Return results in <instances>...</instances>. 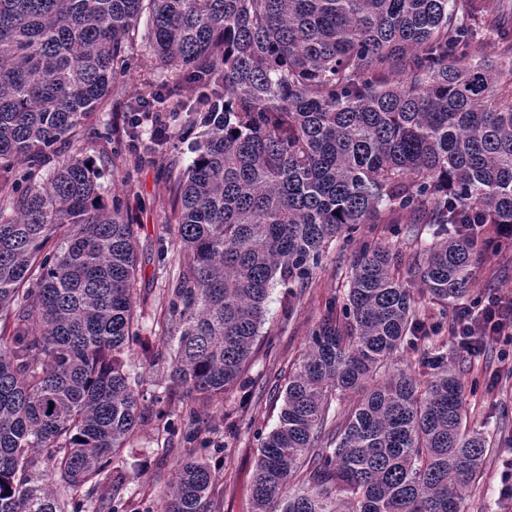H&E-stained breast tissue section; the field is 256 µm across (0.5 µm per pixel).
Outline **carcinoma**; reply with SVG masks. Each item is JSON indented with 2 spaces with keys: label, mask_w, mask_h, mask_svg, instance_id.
Here are the masks:
<instances>
[{
  "label": "carcinoma",
  "mask_w": 512,
  "mask_h": 512,
  "mask_svg": "<svg viewBox=\"0 0 512 512\" xmlns=\"http://www.w3.org/2000/svg\"><path fill=\"white\" fill-rule=\"evenodd\" d=\"M506 12V0H0V512H81L83 487L146 419L127 364L147 345L136 213L124 190L102 195L93 159L65 153L114 98L128 100L122 134L149 131L158 158L205 127L167 216L180 252L169 379L185 413L237 383L274 284L299 298L331 242L352 247L341 309L311 329L261 438L254 512H465L488 437L463 425L461 371L434 340L444 316L428 323L395 254L358 234L402 216L447 228L409 275L432 303L469 294L495 225L512 224ZM164 112L191 116L174 130ZM407 346L425 379L391 368ZM304 467L307 487L284 496ZM211 486L189 452L162 512H209Z\"/></svg>",
  "instance_id": "obj_1"
}]
</instances>
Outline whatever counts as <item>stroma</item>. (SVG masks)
Wrapping results in <instances>:
<instances>
[{
  "label": "stroma",
  "instance_id": "1",
  "mask_svg": "<svg viewBox=\"0 0 512 512\" xmlns=\"http://www.w3.org/2000/svg\"><path fill=\"white\" fill-rule=\"evenodd\" d=\"M76 141L96 162L114 157L130 170L125 191L136 209L138 223L137 312L144 331L155 336L153 351L164 350L165 289L179 266V250L166 231V170L186 168L193 158L191 143L175 141L168 146L165 159L154 161L118 152L115 142L86 133L78 135ZM363 232L407 261L421 242L432 239L427 229L421 237H411L402 224H367ZM350 263V251L334 243L301 298L289 299L282 286L272 288L264 333L256 341L252 364L237 386L225 393L223 402L198 406L195 422L181 417L177 404L164 397L170 385L168 360L147 362L140 350L131 351L128 363L139 377V400L148 422L132 446L112 463L113 472L123 475L122 484L99 481L84 503L85 512H111L117 498L122 500L124 512H160L175 468L192 447L200 449L214 474L211 512H253L257 435L276 427L290 369L302 356L309 331L325 314L327 303L342 298L346 291ZM491 288L512 293V245L482 258L469 297L461 303H449V312H456L463 304L472 305L474 298L483 297ZM498 352V347L487 348L465 365V380L478 384L467 396L466 425L487 431L491 440L484 474L469 492L466 512H512L511 506L500 503L497 491L504 464L512 459V444L507 441L512 435V397L497 396L485 388L501 365Z\"/></svg>",
  "mask_w": 512,
  "mask_h": 512
}]
</instances>
